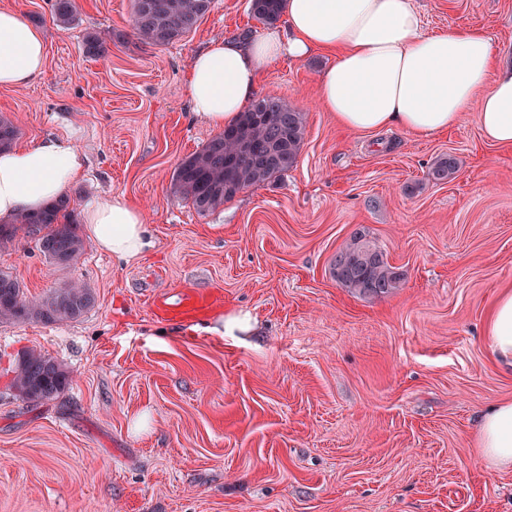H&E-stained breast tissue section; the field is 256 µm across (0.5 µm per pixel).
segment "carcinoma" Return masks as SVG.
I'll return each instance as SVG.
<instances>
[{
    "label": "carcinoma",
    "mask_w": 512,
    "mask_h": 512,
    "mask_svg": "<svg viewBox=\"0 0 512 512\" xmlns=\"http://www.w3.org/2000/svg\"><path fill=\"white\" fill-rule=\"evenodd\" d=\"M213 0H134V33L149 45L165 46L189 35L211 9ZM282 0H251L252 16L264 25L275 24ZM53 14L60 24L70 25L76 13L75 0H53ZM14 122L0 117V149L18 136ZM305 134L302 113L280 97L266 94L242 112L237 123L213 136L201 150L175 169L174 193L205 215L239 191L265 184L287 172L296 163ZM456 160L437 161L431 175L445 181L455 174ZM66 194L36 213H21L11 223L0 224V243L14 238L22 228L41 233L40 252L56 266L77 261L83 241L72 218ZM332 277L360 296H382L401 287L402 277L384 253L363 235L353 236L336 251L330 263ZM95 301L91 289L76 283L55 288L40 298H29L22 282L0 270V322L55 324L76 320ZM12 387L30 403L52 400L71 384L70 373L55 358L29 350L12 369Z\"/></svg>",
    "instance_id": "carcinoma-1"
}]
</instances>
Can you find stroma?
<instances>
[{
    "mask_svg": "<svg viewBox=\"0 0 512 512\" xmlns=\"http://www.w3.org/2000/svg\"><path fill=\"white\" fill-rule=\"evenodd\" d=\"M416 3L426 33L480 28L512 60V0ZM76 5L64 27L51 0H0L46 44L35 83L0 89V116L22 143L70 139L87 167L72 208L125 196L153 246L124 262L87 236L63 268L27 231L0 244V270L28 296L70 282L95 295L74 321L0 323V512H512V470L474 449L480 412L512 400V368L485 337L512 288V151L485 143L472 112L429 138L344 130L318 100L328 57H286L259 92L302 112L296 164L199 215L171 185L216 133L192 113L189 63L264 25L249 0H213L194 32L146 46L132 0ZM88 34L104 53L84 54ZM449 155L454 177L434 180ZM357 232L402 273L395 293L359 296L332 277ZM187 289L217 296L211 319L250 314L251 332L153 315ZM31 349L72 378L37 405L8 373Z\"/></svg>",
    "mask_w": 512,
    "mask_h": 512,
    "instance_id": "obj_1",
    "label": "stroma"
}]
</instances>
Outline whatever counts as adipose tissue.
Instances as JSON below:
<instances>
[{
	"instance_id": "adipose-tissue-1",
	"label": "adipose tissue",
	"mask_w": 512,
	"mask_h": 512,
	"mask_svg": "<svg viewBox=\"0 0 512 512\" xmlns=\"http://www.w3.org/2000/svg\"><path fill=\"white\" fill-rule=\"evenodd\" d=\"M327 54L320 103L355 132L399 128L427 138L475 113L485 141L512 147V65L476 28L423 31L415 0H286L284 25L260 36L211 41L192 58L188 88L194 114L214 128L233 124L254 100L268 65L288 56ZM45 42L14 9H0V87L35 82ZM83 176L81 156L63 138L17 144L0 152V220L37 213ZM95 244L120 259L150 247L141 210L124 196L83 211ZM486 336L492 352L512 367V290L498 297ZM478 456L499 471L512 469V401L479 417Z\"/></svg>"
}]
</instances>
